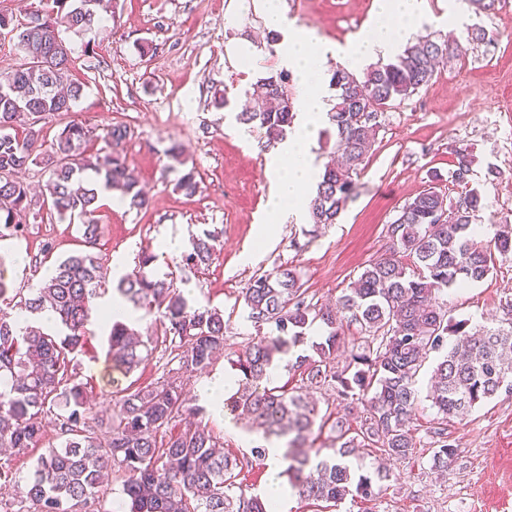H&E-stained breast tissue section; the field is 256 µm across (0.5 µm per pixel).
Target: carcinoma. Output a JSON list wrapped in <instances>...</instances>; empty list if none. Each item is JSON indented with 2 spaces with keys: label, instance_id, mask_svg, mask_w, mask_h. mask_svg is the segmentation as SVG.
Returning a JSON list of instances; mask_svg holds the SVG:
<instances>
[{
  "label": "carcinoma",
  "instance_id": "obj_1",
  "mask_svg": "<svg viewBox=\"0 0 512 512\" xmlns=\"http://www.w3.org/2000/svg\"><path fill=\"white\" fill-rule=\"evenodd\" d=\"M48 2L29 29L16 28L20 20L13 12L0 10V36L14 40L25 57L19 67L0 74V224L21 232L18 217L31 210L33 200L19 173L38 164L49 174L40 208L60 220H81L82 236L92 246L99 235L92 219L98 193L84 186L80 175L93 172L103 189L119 193L132 208L147 206L148 198L118 151L128 134L122 125L106 131L109 150L93 162L82 150L89 130L74 119L49 151L37 152L41 130L36 125L71 115L84 95L85 84L73 77L71 36H83L112 11V0ZM485 36L473 29L453 41L421 38L395 61L372 66L361 77L341 65L333 70L335 103L322 135L333 143L338 160L319 175L308 202L315 226L337 223L355 196V177L385 112L427 86L437 64L466 54L468 45ZM287 81L283 72L258 80L246 90L250 106L236 115L239 123L262 131L269 145L286 139L293 125ZM452 155L450 179L461 191L453 197L433 186L407 201L388 225V253L363 269L336 306L306 300L299 271L286 264L252 278L242 291L246 320L271 332L247 342L231 361L240 379L226 408L264 438L284 441L281 475L301 499L337 507L349 495L362 500L378 495L375 486L386 475L379 470L374 478L357 477L350 457L372 447L389 460L412 455L416 377L430 353L445 351L429 392L436 410L437 469L456 461L448 420L462 422L501 388L512 390V303L503 306L506 324H481L473 331L467 322L452 320L446 307L448 290L480 282L498 264L512 261V224L496 225L487 241L475 238L474 224L484 208L479 190L469 187L475 159L467 146L454 147ZM175 189L194 196L196 171L183 172ZM216 238L207 231L194 239L184 265H209ZM154 259L141 253L138 268L120 277L116 292L134 312H159L160 334L145 339L130 321L105 314L107 356L127 375L162 346L181 373H204L226 345L224 316L215 308L192 306L172 282L146 271ZM106 276L102 258L90 250L57 262L27 297L19 291L8 296L0 275L1 301L15 303L23 314L50 311L55 323L46 332L26 320L0 317V447L22 453L37 446L49 415L59 439L39 455L25 483L16 485V496L30 502L34 512H85L93 505L94 512H112L100 504L114 474L121 479L117 512H268L267 502L238 482L243 470L266 458V449L232 453L202 421L176 434L163 433L185 413H204L200 406H187L181 385L167 374L118 392L108 436H98L89 424L87 386L78 377L76 357L85 352L93 301ZM317 321L325 334L309 343L306 331ZM345 325L357 326L362 343L340 368L336 355L345 347ZM450 336L455 341L449 346ZM277 362L286 363L301 385H273L270 373ZM325 386L348 412L361 409L359 426L345 415L320 411L311 393ZM325 427L332 434L328 454L307 447L313 430Z\"/></svg>",
  "mask_w": 512,
  "mask_h": 512
}]
</instances>
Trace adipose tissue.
Listing matches in <instances>:
<instances>
[{"label":"adipose tissue","instance_id":"obj_1","mask_svg":"<svg viewBox=\"0 0 512 512\" xmlns=\"http://www.w3.org/2000/svg\"><path fill=\"white\" fill-rule=\"evenodd\" d=\"M375 7L373 27L344 53L345 59L358 65L393 52L425 19L424 0H375ZM263 14L268 26L288 30L275 56L278 65L295 77L300 89L294 124L267 163L273 189L268 196L267 220L260 225L258 236L269 241L277 235L280 218L287 211L300 210L302 200L316 181L320 164L313 147L330 110L324 73L335 52L313 32L288 25L280 0H263Z\"/></svg>","mask_w":512,"mask_h":512}]
</instances>
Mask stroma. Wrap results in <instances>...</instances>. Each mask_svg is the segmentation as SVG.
Returning <instances> with one entry per match:
<instances>
[{"instance_id": "stroma-1", "label": "stroma", "mask_w": 512, "mask_h": 512, "mask_svg": "<svg viewBox=\"0 0 512 512\" xmlns=\"http://www.w3.org/2000/svg\"><path fill=\"white\" fill-rule=\"evenodd\" d=\"M288 20L344 47L373 25L374 0H282ZM428 18L420 36L444 38L456 30L484 29L485 41L467 54L440 65L427 87L385 112L375 142L356 179L357 195L338 223L319 228L310 220L286 216L274 243L257 238L266 219L271 182L270 150L257 129L237 123L246 89L275 74L267 48L270 33L261 0H116L87 39H76L75 75L85 95L74 116L90 131L87 153L104 146L108 127L125 125L121 149L148 199L144 209L105 198L93 218L99 224L96 251L104 262L120 257L109 278L135 270L142 249L155 252L151 272L173 281L198 307L224 313L227 348L239 350L257 336L245 318L241 292L254 276L281 264L296 266L311 302L335 303L348 284L390 245L387 227L409 199L427 188L430 172L443 174L442 191L452 184V145H467L475 156L472 185L485 207L479 218L483 239L496 225L512 224V0L493 13H479L469 0H426ZM253 36L248 65L231 64L228 44ZM95 57L82 53L85 40ZM180 144L184 164L166 150ZM197 173L199 190L188 197L174 188L184 168ZM22 237L0 225V254L26 253L27 266L8 265L7 281L29 294L54 260L78 247L77 224L47 214L27 217ZM218 232L209 266L191 269L181 255H164L162 242L190 244L203 231ZM52 255H44L45 245ZM253 251L243 261V251ZM512 300V262L498 265L483 281L449 291L454 319L476 326L502 315ZM92 337L78 364L87 385L90 415H110L113 391L132 379L148 383L161 376L160 352L128 376L106 356L107 336L93 320ZM438 354H430L418 375L419 397L413 418L419 440L411 459L388 462L386 488L371 502L345 500L339 512H512V392L500 391L476 407L465 422L449 421L448 439L458 450L454 466L432 468L435 449L429 429L435 409L427 398ZM219 357L209 372L183 376L191 404L205 407L203 420L231 451L244 449L239 427L228 411L207 403L201 390L212 376L231 371Z\"/></svg>"}]
</instances>
